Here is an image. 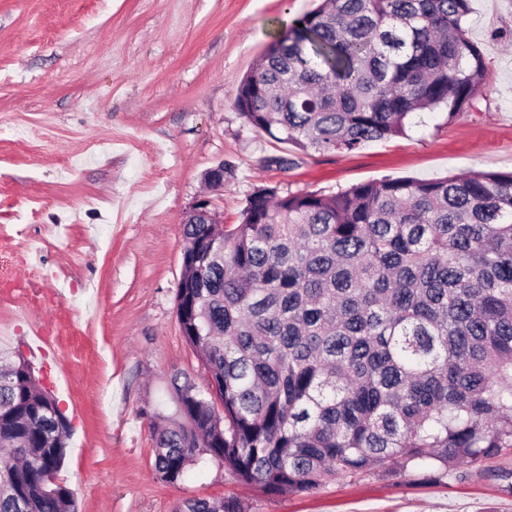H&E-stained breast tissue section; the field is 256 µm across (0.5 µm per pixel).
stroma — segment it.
Wrapping results in <instances>:
<instances>
[{
	"label": "stroma",
	"mask_w": 512,
	"mask_h": 512,
	"mask_svg": "<svg viewBox=\"0 0 512 512\" xmlns=\"http://www.w3.org/2000/svg\"><path fill=\"white\" fill-rule=\"evenodd\" d=\"M320 0H0V361L31 364L73 426L56 481L77 512H177L190 498L245 512H512V448L438 478L431 469L341 476L269 495L199 453L184 480L155 472L153 428L175 411L174 376L205 386L176 289L182 225L209 195L239 223L259 186L330 195L385 178L512 171V0H470L466 26L488 64L473 111L412 115L403 135L304 153L244 123L241 81ZM68 279L31 303L42 265Z\"/></svg>",
	"instance_id": "stroma-1"
}]
</instances>
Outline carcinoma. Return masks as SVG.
<instances>
[{
  "instance_id": "obj_1",
  "label": "carcinoma",
  "mask_w": 512,
  "mask_h": 512,
  "mask_svg": "<svg viewBox=\"0 0 512 512\" xmlns=\"http://www.w3.org/2000/svg\"><path fill=\"white\" fill-rule=\"evenodd\" d=\"M470 0H322L237 90L244 122L307 152L452 120L488 66ZM302 26H297V23ZM177 318L207 391L172 380L186 423L155 435L174 484L198 451L266 494L512 448V172L384 179L335 194L256 188L238 224H184ZM219 399L223 413L215 410ZM70 422L23 356L0 372V512H76L55 482ZM181 512H243L235 498Z\"/></svg>"
}]
</instances>
